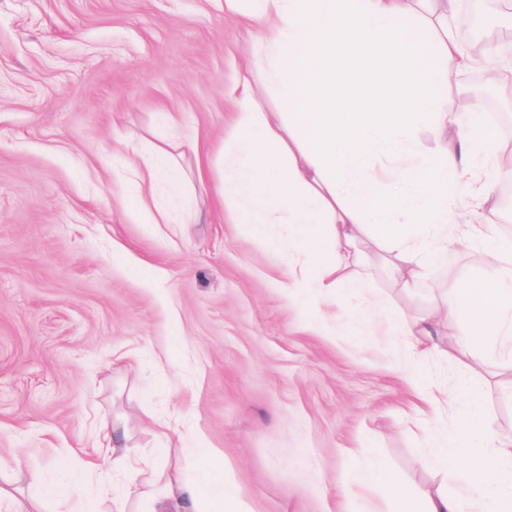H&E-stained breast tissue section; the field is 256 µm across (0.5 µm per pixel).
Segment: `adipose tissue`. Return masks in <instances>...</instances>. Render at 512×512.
<instances>
[{"label":"adipose tissue","instance_id":"adipose-tissue-1","mask_svg":"<svg viewBox=\"0 0 512 512\" xmlns=\"http://www.w3.org/2000/svg\"><path fill=\"white\" fill-rule=\"evenodd\" d=\"M459 0H224V11L258 31L250 62L229 95L236 137L218 159L217 195L249 217L251 235L288 253V288L316 294L361 293L364 244L378 247L394 286L418 287L446 264L448 175L470 168L474 153L496 154L493 132L477 119L479 108L448 107L471 59L456 36ZM263 79L279 104L269 109L256 94ZM433 125L445 137L412 170L397 163L413 148V134ZM122 152L138 197L134 217L168 224L166 211L149 199L160 185L180 187L175 157L143 141H126ZM486 256L495 277L464 280L451 297L424 314L394 312L380 321L363 314L354 327L376 336L382 327L406 343L405 358L439 352V338L456 337L457 352L490 353L512 335V249L490 242ZM416 389L438 419L427 459L441 471H463L455 494L444 487L399 482L385 460L353 454L350 488L342 512H504L512 506V442H496L486 429L474 391H464L452 426L434 385ZM95 458L83 476L98 488L81 512H128L130 494L153 503L167 500L181 512H251L238 495L203 497L182 468L141 469L126 439L107 418L94 426ZM123 464L124 482L98 476L99 460Z\"/></svg>","mask_w":512,"mask_h":512}]
</instances>
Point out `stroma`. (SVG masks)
Masks as SVG:
<instances>
[{"mask_svg":"<svg viewBox=\"0 0 512 512\" xmlns=\"http://www.w3.org/2000/svg\"><path fill=\"white\" fill-rule=\"evenodd\" d=\"M254 38L222 0H0V481L20 502L36 495L31 472L80 468L98 414L145 469L168 448L223 450L200 491L252 512H341L351 448L408 485L437 483L416 375L452 395L473 380L487 425L512 435V370L481 355L401 361V337L352 329L372 304L425 312L448 292L442 270L403 292L371 253L368 293L321 302L332 330H311L314 308L273 283L286 260L223 211L185 147L205 221L128 220L119 141L162 143L157 115L174 112L212 150L231 143L224 90ZM448 184L454 230L512 245L497 214L468 206L466 178Z\"/></svg>","mask_w":512,"mask_h":512,"instance_id":"1","label":"stroma"}]
</instances>
